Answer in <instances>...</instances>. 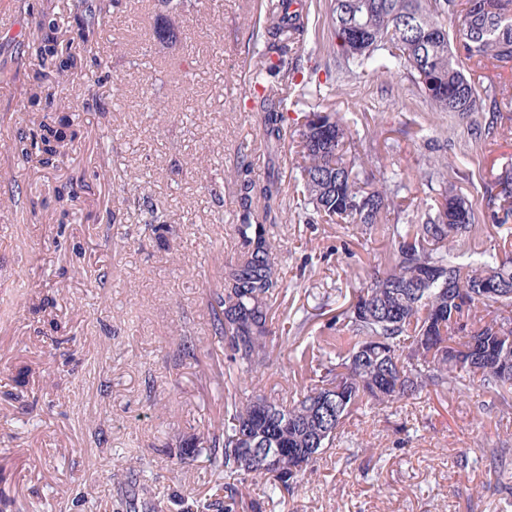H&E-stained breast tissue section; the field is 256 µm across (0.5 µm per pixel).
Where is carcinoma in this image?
I'll list each match as a JSON object with an SVG mask.
<instances>
[{"label": "carcinoma", "instance_id": "obj_1", "mask_svg": "<svg viewBox=\"0 0 512 512\" xmlns=\"http://www.w3.org/2000/svg\"><path fill=\"white\" fill-rule=\"evenodd\" d=\"M295 0H281V11L269 25L264 55H276L268 70L288 61L294 36L304 33V20L292 9ZM122 0H91L88 23L82 24L83 48L64 46L57 17L41 12L32 38L40 63L37 91L23 108H35L50 97L52 81L86 68L87 47L104 20ZM456 0H330L332 32L358 21L367 26L358 43L340 45L346 60L358 67L379 62L387 52L391 67L415 73L417 84L440 112L466 114L475 110L480 94L467 77L464 61L512 62V0H469L465 12ZM456 28L458 47L451 45L448 23ZM437 74L439 85H424L421 72ZM264 141L284 140L288 116L282 100L263 97ZM320 116L327 129L311 121ZM303 165L296 179L297 216L319 221L356 224L365 232L380 224L391 228V264L370 284L354 291L349 305L328 324V336L313 337L297 354L303 384L286 401L257 389L273 352L272 300L281 288L277 245L270 229L282 211L281 186L259 182L246 149L238 155L235 236L237 261L224 265L221 282L209 290L212 338L224 347V364L252 384V392L234 391L224 397V421L207 432L209 461L217 472L240 476V482L270 479L271 489L288 491L302 479L328 448L341 438L345 419L363 409L390 408L431 389L436 393L467 394L474 389L496 392L512 387V252L504 258L488 250L467 262L453 253L455 238L472 229V209L466 200L443 188L427 205L422 223L397 224L399 208L387 192L362 185L355 171L357 157L349 155L351 141L336 114L313 111L297 125ZM68 116L44 121L39 132L20 134L12 152L23 166L32 156L48 167L59 162L61 149L77 138ZM505 224L512 216V171L499 180ZM436 277L424 281L422 268ZM501 282L500 292L484 288L487 273ZM466 300L456 303L455 292ZM335 394L325 408L322 400ZM272 448H283L282 456ZM493 465L494 482L512 486L506 465L507 448H484ZM258 500L249 502L235 485L224 487L186 512H261Z\"/></svg>", "mask_w": 512, "mask_h": 512}]
</instances>
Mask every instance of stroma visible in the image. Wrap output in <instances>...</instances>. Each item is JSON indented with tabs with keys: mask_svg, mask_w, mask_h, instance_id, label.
<instances>
[{
	"mask_svg": "<svg viewBox=\"0 0 512 512\" xmlns=\"http://www.w3.org/2000/svg\"><path fill=\"white\" fill-rule=\"evenodd\" d=\"M299 2L297 64L270 77L248 42L279 0H200L191 10L129 0L105 21L98 65L51 89L53 112L80 130L52 169L12 156L19 133L43 118L20 109L36 64L29 41L41 10L58 13L67 43L81 18L73 0H0V512H144L148 500L180 512L179 497L238 483L211 470L207 451L180 461L178 445L220 424L234 386L211 339L207 295L239 250V149L251 151L257 177L293 192L294 136L279 148L261 138L256 77L289 120L334 112L362 149L359 178L403 182L404 223L418 222L427 188L445 187L473 208L459 252L512 242V219H493L494 183L512 168V68L473 71L504 89L499 112H438L410 73L345 63L328 0ZM161 27L172 41L157 38ZM433 164L440 174L429 182ZM66 182L76 198L57 202ZM273 236L284 286L273 328L303 321L305 336L384 270L391 250L382 231L290 214ZM186 336L196 359L178 357ZM305 336L275 347L262 388L294 391ZM343 431L293 492L247 484L262 512H500L512 501L477 448L512 449V406L497 393L425 392L359 411Z\"/></svg>",
	"mask_w": 512,
	"mask_h": 512,
	"instance_id": "35a3bbf8",
	"label": "stroma"
}]
</instances>
